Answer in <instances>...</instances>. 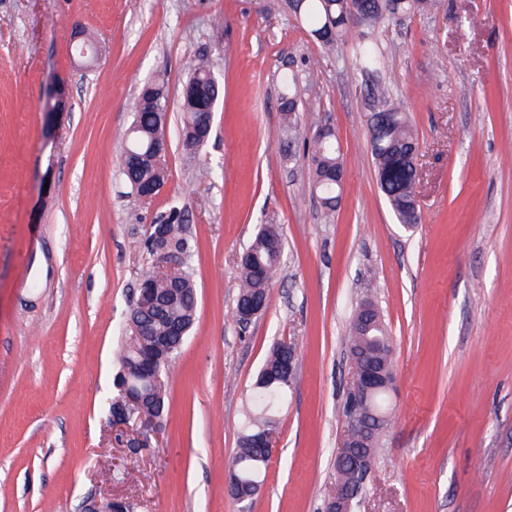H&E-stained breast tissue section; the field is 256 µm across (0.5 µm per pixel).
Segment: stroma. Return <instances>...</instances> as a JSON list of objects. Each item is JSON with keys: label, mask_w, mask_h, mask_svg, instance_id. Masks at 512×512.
<instances>
[{"label": "stroma", "mask_w": 512, "mask_h": 512, "mask_svg": "<svg viewBox=\"0 0 512 512\" xmlns=\"http://www.w3.org/2000/svg\"><path fill=\"white\" fill-rule=\"evenodd\" d=\"M100 48L83 69L70 36ZM351 27L325 53L281 0H0V512H323L346 435L348 324L363 294L392 340L391 422L353 512H512V0H437L380 33L382 79L419 136L420 222L398 224L371 155L372 108ZM220 95L198 149L182 139L189 66ZM304 88L281 130L279 71ZM71 86L47 121V88ZM168 90L165 185L127 184L121 146L143 86ZM336 131L346 179L333 222L301 139ZM215 176H201L204 167ZM178 207L195 243V322L164 377L169 412L129 453L108 423L151 224ZM263 224L285 239L266 309L232 312ZM297 365L261 491L226 490L243 410L270 349ZM129 502L119 500L118 498L98 499L88 497L83 506V512H128L130 511Z\"/></svg>", "instance_id": "35a3bbf8"}]
</instances>
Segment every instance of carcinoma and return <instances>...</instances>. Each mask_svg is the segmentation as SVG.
<instances>
[{"label": "carcinoma", "instance_id": "1", "mask_svg": "<svg viewBox=\"0 0 512 512\" xmlns=\"http://www.w3.org/2000/svg\"><path fill=\"white\" fill-rule=\"evenodd\" d=\"M286 5L296 18L306 23L310 35L323 48L331 51L343 40L351 25L381 29L393 19L425 14L433 7V0H361L360 18L356 21L349 12L347 0H286ZM356 59L360 73L366 78L368 95L381 105V109L376 111L377 120L369 123V142L380 189L398 223L414 227L420 222V215L413 198L414 177L407 157L418 148V137L407 113L392 102L388 87L378 78L381 53L376 42L370 38L362 39L356 47ZM212 68L213 63L208 60L194 63L184 83V86L192 88L191 93L181 94V111L187 115L182 129L183 142L187 147L201 146L195 132L206 121V112L197 99L216 100L219 97L218 85L212 79ZM280 85L283 130L294 134L298 131L300 121L297 109L301 89L294 73L288 70L280 73ZM166 113L167 92L164 83L154 81L145 85L136 103L133 132L122 153L123 174L137 194L147 183L158 186L164 184L166 171L163 162L157 157L154 142L165 137ZM305 151L309 160L312 195L329 222L334 217L343 193L342 182L328 178V173L341 163L335 132L330 130L312 136L305 144ZM162 222L164 243L168 248L180 252L183 262L173 279L148 277L158 302L139 311V319L145 338L157 336L164 341L160 359V372L163 373L180 352L188 336L186 332L181 334L173 331V326L193 327L196 292L193 272L188 265L194 243L186 234L180 210L171 207L168 214L162 217ZM283 249L282 233L277 225H261L241 259L235 315L248 311L254 303L267 305L270 278L260 277L257 268L264 266L279 269ZM349 342L352 354L360 359L373 348H391V339L381 312H376V320L366 334L362 333L358 316H353L349 323ZM140 347V339L136 336L121 339L116 352L118 371L114 378L115 392L112 399L121 398L124 392L141 396L148 405L147 414L161 418L167 410L166 397L156 398L153 376L145 372L141 364ZM290 350L292 346L284 343L273 347L258 377L283 367L288 361ZM289 386L290 379L284 378L268 387L255 388L252 412L240 432L238 449L228 467V474L236 480L239 489L245 491L252 484L264 481L270 459L264 449L252 445L251 437L261 430H272L274 411Z\"/></svg>", "mask_w": 512, "mask_h": 512}]
</instances>
